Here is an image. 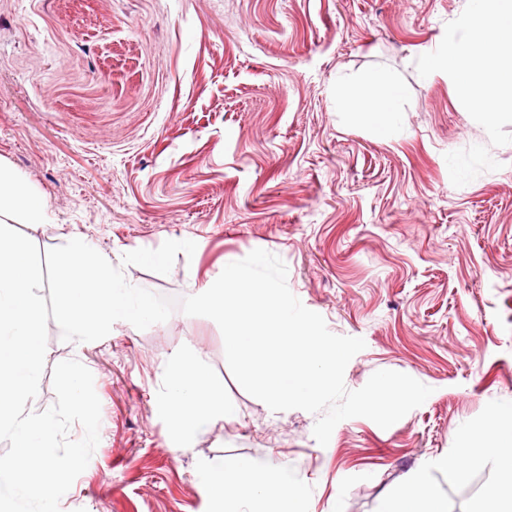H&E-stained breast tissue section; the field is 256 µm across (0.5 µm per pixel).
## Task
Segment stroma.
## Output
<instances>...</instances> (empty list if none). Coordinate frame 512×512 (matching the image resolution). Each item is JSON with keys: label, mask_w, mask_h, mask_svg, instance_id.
Instances as JSON below:
<instances>
[{"label": "stroma", "mask_w": 512, "mask_h": 512, "mask_svg": "<svg viewBox=\"0 0 512 512\" xmlns=\"http://www.w3.org/2000/svg\"><path fill=\"white\" fill-rule=\"evenodd\" d=\"M464 5L0 0V164L49 215L14 229L43 252L79 234L131 285L175 300L225 256L266 250L332 333L364 339L347 389L379 370L433 389L389 428L346 419L323 446L316 415L270 412L242 389L209 318L119 321L81 346L52 322L29 410L54 404L51 369L69 359L101 404L99 443L62 512H219L208 481L236 459L287 461L296 512H385L416 471L460 512H497L494 462L464 480L446 465L512 409V119L486 133L425 65ZM375 68L403 88L388 139L338 101L343 79ZM191 239L201 251L182 253ZM191 346L237 416L187 437L163 403Z\"/></svg>", "instance_id": "obj_1"}]
</instances>
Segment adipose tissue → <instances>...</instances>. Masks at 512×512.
Returning <instances> with one entry per match:
<instances>
[{
	"instance_id": "obj_1",
	"label": "adipose tissue",
	"mask_w": 512,
	"mask_h": 512,
	"mask_svg": "<svg viewBox=\"0 0 512 512\" xmlns=\"http://www.w3.org/2000/svg\"><path fill=\"white\" fill-rule=\"evenodd\" d=\"M427 65L444 72L449 84L470 100L478 122L486 130H494L502 119L512 116V0H467L465 13L449 28ZM361 83L363 92L345 99L344 109L353 123L387 135L395 124L401 90L382 70L367 73ZM166 398L172 427L179 433L191 434L214 419L236 415L194 351L181 354L168 374ZM490 460L508 473L509 479L490 486L486 494L512 508V420L488 425L480 448L469 455L473 467ZM210 487L224 512H241L243 503L254 500L272 501L277 512H290V502L300 494L287 465L268 471L251 461L227 463ZM389 512H448V507L430 488L425 475L418 473Z\"/></svg>"
}]
</instances>
